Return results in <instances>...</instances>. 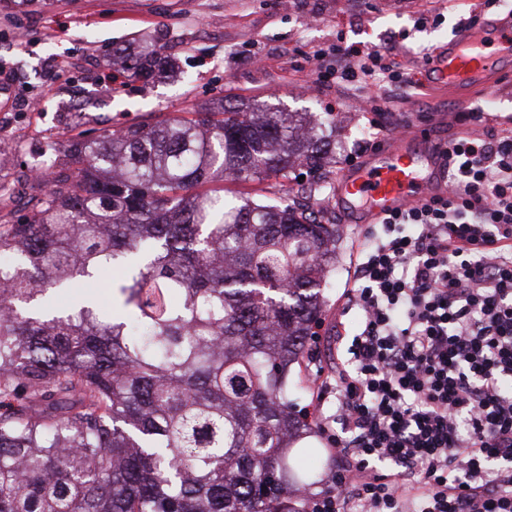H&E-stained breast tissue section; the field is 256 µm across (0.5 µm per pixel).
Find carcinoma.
I'll return each instance as SVG.
<instances>
[{"label": "carcinoma", "mask_w": 512, "mask_h": 512, "mask_svg": "<svg viewBox=\"0 0 512 512\" xmlns=\"http://www.w3.org/2000/svg\"><path fill=\"white\" fill-rule=\"evenodd\" d=\"M306 112L239 100L71 137L0 225V512H305L291 451L338 225L214 184L333 191ZM299 165L317 181L295 189ZM108 268L112 314L57 289Z\"/></svg>", "instance_id": "cac0c4a2"}]
</instances>
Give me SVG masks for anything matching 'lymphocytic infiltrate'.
<instances>
[{"label":"lymphocytic infiltrate","mask_w":512,"mask_h":512,"mask_svg":"<svg viewBox=\"0 0 512 512\" xmlns=\"http://www.w3.org/2000/svg\"><path fill=\"white\" fill-rule=\"evenodd\" d=\"M312 83L391 111L411 83L396 53L336 48ZM386 85L376 102L373 87ZM445 194L386 213L357 255L355 334L316 380L334 459L307 512H512V126L460 113Z\"/></svg>","instance_id":"f902f5d3"}]
</instances>
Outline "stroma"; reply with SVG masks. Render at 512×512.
<instances>
[{
    "instance_id": "stroma-1",
    "label": "stroma",
    "mask_w": 512,
    "mask_h": 512,
    "mask_svg": "<svg viewBox=\"0 0 512 512\" xmlns=\"http://www.w3.org/2000/svg\"><path fill=\"white\" fill-rule=\"evenodd\" d=\"M510 12L512 0L491 7L486 0H39L22 10L0 0V68L15 73L13 83H0V220H24L34 207L40 188L21 166L33 153L50 147L61 157L70 136L198 112L222 100L281 103L332 122L334 180L407 124L422 133V148L446 145L462 129L456 117L464 107H481L493 120L512 118V64L500 69L493 91L473 93L466 106L418 85L399 110L380 114L361 111L352 92L335 86L311 91L312 54L338 45L393 48L419 81L460 25L481 28ZM146 43L173 59L174 72L106 87L113 54L135 61V48ZM314 208L323 223L340 225L342 259L325 290L315 360L303 372L308 388L328 366L337 323H358L341 295L367 239L365 225L338 206L335 193L319 195Z\"/></svg>"
}]
</instances>
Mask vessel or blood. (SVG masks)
Listing matches in <instances>:
<instances>
[{
    "instance_id": "1",
    "label": "vessel or blood",
    "mask_w": 512,
    "mask_h": 512,
    "mask_svg": "<svg viewBox=\"0 0 512 512\" xmlns=\"http://www.w3.org/2000/svg\"><path fill=\"white\" fill-rule=\"evenodd\" d=\"M512 59V15L490 22L487 28L465 27L449 40L427 67L425 81L442 93L487 90L494 86L498 69ZM414 129L396 135L392 145L337 184L341 204L364 210L369 220L425 199L436 193L440 162L422 170L406 142Z\"/></svg>"
}]
</instances>
